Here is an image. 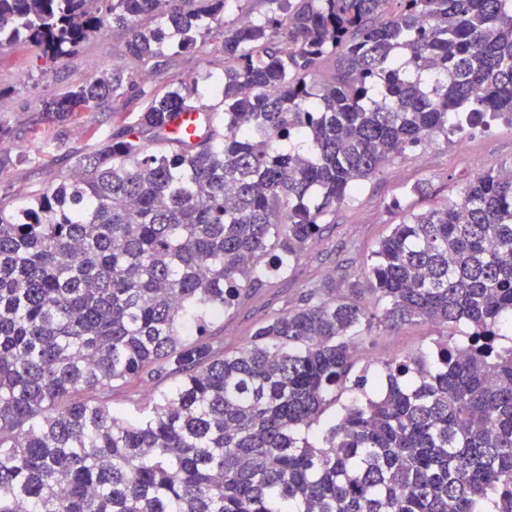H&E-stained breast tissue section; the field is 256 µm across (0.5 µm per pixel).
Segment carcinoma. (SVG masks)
<instances>
[{
    "mask_svg": "<svg viewBox=\"0 0 512 512\" xmlns=\"http://www.w3.org/2000/svg\"><path fill=\"white\" fill-rule=\"evenodd\" d=\"M238 2L0 0V47L50 69L109 28L149 60L224 22L222 78L160 95L113 69L42 100L58 124L148 104L26 207L0 204V512H512V164L403 214L372 306L312 293L238 351L208 335L386 163L512 116V0H266L226 20ZM190 110L203 130L171 133ZM418 321L447 334L356 369L374 330ZM149 373L179 381L113 411Z\"/></svg>",
    "mask_w": 512,
    "mask_h": 512,
    "instance_id": "carcinoma-1",
    "label": "carcinoma"
}]
</instances>
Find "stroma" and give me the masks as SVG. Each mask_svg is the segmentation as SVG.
Segmentation results:
<instances>
[{
	"label": "stroma",
	"mask_w": 512,
	"mask_h": 512,
	"mask_svg": "<svg viewBox=\"0 0 512 512\" xmlns=\"http://www.w3.org/2000/svg\"><path fill=\"white\" fill-rule=\"evenodd\" d=\"M223 37V25L212 23L205 46L178 54L167 51L142 67L160 89L172 80L188 81L205 71L223 75V56L215 50ZM127 39L122 30L98 35L45 76L25 46L0 54V120L12 129L6 151L11 161L0 166V183L11 187L9 208L25 207L36 191L56 185L77 159L96 150L101 137L135 120L142 110V101L117 98L106 111L80 112L62 125L41 114L42 98L89 78L90 63L102 69L135 67V60L125 52ZM19 152L25 153V161H16ZM499 163H512V121L506 119L487 129L475 128L467 137L438 136L407 150L365 181L356 199L337 208L317 242L292 263L287 274L268 280L238 307L212 319L209 334L222 339L226 351L244 347L268 319L295 309L314 289L331 299L347 294L355 284L362 288L361 301L370 302L364 272L378 242L400 221L403 211L422 212L455 201L467 179ZM418 185L425 187V194L415 193ZM443 333V328L423 322L378 330L358 347V364L363 367L414 354ZM174 382L171 375L131 381L113 393L112 409L126 414L136 411Z\"/></svg>",
	"instance_id": "stroma-1"
}]
</instances>
